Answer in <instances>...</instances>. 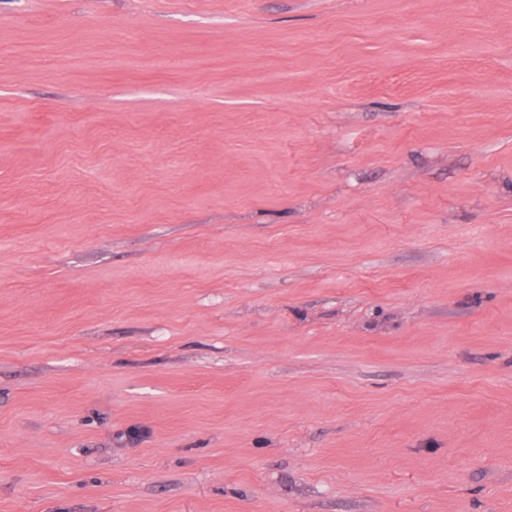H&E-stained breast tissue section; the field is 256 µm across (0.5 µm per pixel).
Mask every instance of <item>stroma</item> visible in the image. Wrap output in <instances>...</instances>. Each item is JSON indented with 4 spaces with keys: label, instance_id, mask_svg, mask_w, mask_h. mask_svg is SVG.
Here are the masks:
<instances>
[{
    "label": "stroma",
    "instance_id": "stroma-1",
    "mask_svg": "<svg viewBox=\"0 0 512 512\" xmlns=\"http://www.w3.org/2000/svg\"><path fill=\"white\" fill-rule=\"evenodd\" d=\"M0 512H512V0H0Z\"/></svg>",
    "mask_w": 512,
    "mask_h": 512
}]
</instances>
